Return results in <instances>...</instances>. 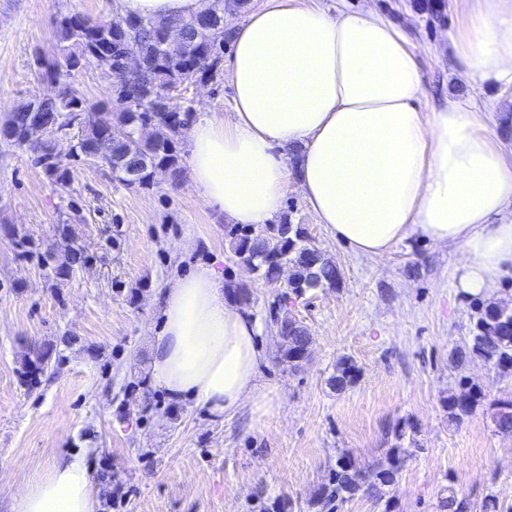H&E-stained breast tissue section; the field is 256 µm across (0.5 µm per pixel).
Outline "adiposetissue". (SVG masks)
I'll return each instance as SVG.
<instances>
[{
	"label": "adipose tissue",
	"instance_id": "adipose-tissue-1",
	"mask_svg": "<svg viewBox=\"0 0 512 512\" xmlns=\"http://www.w3.org/2000/svg\"><path fill=\"white\" fill-rule=\"evenodd\" d=\"M454 64L473 92L424 112L423 76L408 36L365 7L329 12L265 0L233 24L229 117L189 131L191 180L207 206L235 224L263 225L282 210L288 177L308 209L355 254H389L411 236L456 247V286L498 299L512 269V159L475 109L484 85H512V0H456ZM207 0H119L124 16L202 11ZM262 326L224 298L211 265L163 294L151 376L177 400L215 413L258 393ZM13 512H96L92 474L66 456L19 494Z\"/></svg>",
	"mask_w": 512,
	"mask_h": 512
}]
</instances>
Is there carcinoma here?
<instances>
[{"mask_svg": "<svg viewBox=\"0 0 512 512\" xmlns=\"http://www.w3.org/2000/svg\"><path fill=\"white\" fill-rule=\"evenodd\" d=\"M224 2L208 0L206 9L189 16L150 18L107 15L91 19L70 15L56 26L58 55L39 68H49L57 83L55 95L33 97L21 102L0 124V142L25 149L24 130L36 123L51 128L77 129L71 160L96 158L112 170L127 186H148L152 170L166 166L179 176L177 137L188 123L191 106L189 89L197 83L216 80L224 62ZM133 51L144 64L139 75L122 70L124 55ZM100 67L112 73V108L97 107L73 87L75 72ZM187 106L178 110L173 98ZM80 120L71 123L72 114ZM153 126L158 133L143 139L138 130ZM34 163L60 188L69 186V168L55 152L52 140L31 147ZM233 253L239 264L269 283L275 279L278 265L291 271L288 284L276 294L275 304L283 307L315 288H333L339 279L336 266L311 243L306 229L288 219L278 224L255 228L236 225L229 230ZM280 331V361L291 371L307 359L305 347L312 340L307 326L290 314L276 317ZM471 351L503 374H512V308L497 302L475 307ZM52 353L46 347L32 349L24 364L27 383L47 373ZM354 364L343 359L337 364L332 386L343 390L353 380ZM484 394L471 382L464 393L448 397V419L460 423L477 408ZM492 423L496 432L512 434V399L494 403ZM406 455L392 448L386 464L368 473L343 457L336 471L319 494L321 508L333 509L334 503L361 492L380 499L385 488L395 484Z\"/></svg>", "mask_w": 512, "mask_h": 512, "instance_id": "1", "label": "carcinoma"}]
</instances>
